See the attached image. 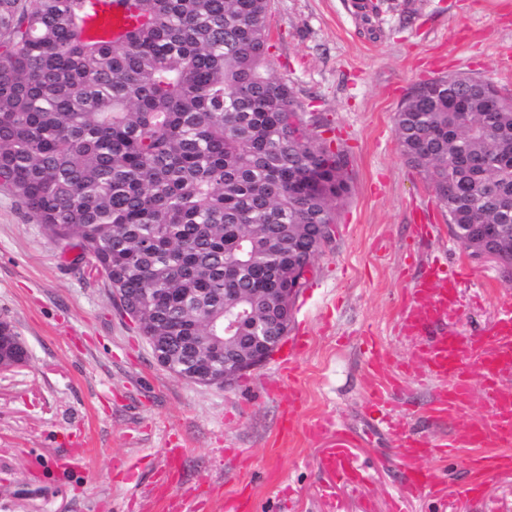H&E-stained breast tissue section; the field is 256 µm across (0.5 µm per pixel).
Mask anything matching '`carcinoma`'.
<instances>
[{"instance_id":"cac0c4a2","label":"carcinoma","mask_w":512,"mask_h":512,"mask_svg":"<svg viewBox=\"0 0 512 512\" xmlns=\"http://www.w3.org/2000/svg\"><path fill=\"white\" fill-rule=\"evenodd\" d=\"M116 38L97 0H0V185L104 272L172 373L224 372L235 336H286L348 193L269 67L271 0H127ZM407 163L475 257L498 229L512 268V104L467 73L414 86L394 115ZM11 337L0 351L21 358Z\"/></svg>"}]
</instances>
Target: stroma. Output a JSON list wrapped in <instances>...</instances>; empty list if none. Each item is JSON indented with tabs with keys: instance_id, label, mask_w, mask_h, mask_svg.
<instances>
[{
	"instance_id": "1",
	"label": "stroma",
	"mask_w": 512,
	"mask_h": 512,
	"mask_svg": "<svg viewBox=\"0 0 512 512\" xmlns=\"http://www.w3.org/2000/svg\"><path fill=\"white\" fill-rule=\"evenodd\" d=\"M355 0H272L270 67L288 82L318 137L348 159L349 193L332 240L298 295L290 336L307 335L291 378L273 361L228 387L179 378L159 365L134 322L116 308L92 260L53 240L0 186V321L11 322L27 362L0 372V512H171L190 496L201 512H392L408 467L366 404L381 379L409 432L434 441L489 409L477 391L466 411L431 418L436 382L396 328L410 289L433 261L463 268L449 329H490L512 281L453 239L425 178L401 154L393 117L414 85L470 73L512 98V0H401L366 17ZM386 356L374 376L366 349ZM293 434L282 437L288 393ZM340 419L369 475L363 490L320 465ZM472 449L421 466L452 485L471 478ZM407 512H512V472L487 477L481 497H411Z\"/></svg>"
}]
</instances>
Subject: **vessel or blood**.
<instances>
[{"instance_id": "obj_1", "label": "vessel or blood", "mask_w": 512, "mask_h": 512, "mask_svg": "<svg viewBox=\"0 0 512 512\" xmlns=\"http://www.w3.org/2000/svg\"><path fill=\"white\" fill-rule=\"evenodd\" d=\"M460 280V274L429 267L411 290L400 331L415 335L433 325L439 328L435 337L419 348L423 375L440 385L431 405L434 415L459 414L479 389L490 396L488 414L467 424L457 436L438 443L404 430L393 411L386 410L385 423L407 460L446 457L460 446L477 449L471 481L455 489L457 496L472 499L485 476L512 471V387L505 383L512 376V301L500 300L491 329L477 336L458 335L442 328L441 323L455 304ZM350 447L344 440L327 448L321 465L359 488L366 475L352 458Z\"/></svg>"}]
</instances>
